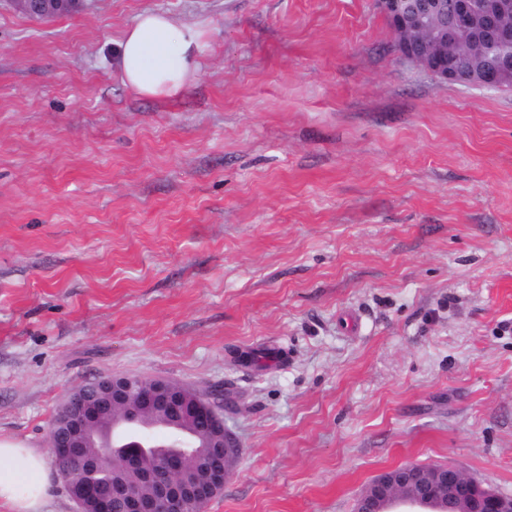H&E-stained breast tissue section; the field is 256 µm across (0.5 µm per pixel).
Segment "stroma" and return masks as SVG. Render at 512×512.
<instances>
[{
  "label": "stroma",
  "instance_id": "1",
  "mask_svg": "<svg viewBox=\"0 0 512 512\" xmlns=\"http://www.w3.org/2000/svg\"><path fill=\"white\" fill-rule=\"evenodd\" d=\"M146 11L208 30L173 99L116 66ZM103 375L231 397L206 512H352L406 463L512 493V89L403 59L371 0L0 9V439L49 454Z\"/></svg>",
  "mask_w": 512,
  "mask_h": 512
}]
</instances>
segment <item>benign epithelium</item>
I'll use <instances>...</instances> for the list:
<instances>
[{"label":"benign epithelium","instance_id":"obj_1","mask_svg":"<svg viewBox=\"0 0 512 512\" xmlns=\"http://www.w3.org/2000/svg\"><path fill=\"white\" fill-rule=\"evenodd\" d=\"M3 2L38 19L63 15L81 4V0ZM373 5L395 28L418 29L436 20L433 34L442 44L454 33L467 31L478 41L512 47V28L499 21L500 15L512 10V0L481 5L455 0L451 11L444 0H373ZM398 52L440 81L456 83L453 73L434 67L432 56L421 53L414 42L401 41ZM224 405L215 392L176 386L166 379L109 375L72 390L54 415L48 441L54 457L82 460L78 481L59 471L76 512H204V505L224 490L232 462L241 455L238 438L224 425ZM154 409L175 421H204L202 444L170 452L153 468L143 466L150 449L134 446L124 455L121 470L112 475L106 496H99L100 461L85 458L82 452L97 438L90 427L102 415L137 424L145 411ZM402 505L425 512H512V494L485 487L450 463H408L377 475L356 498L354 512H399Z\"/></svg>","mask_w":512,"mask_h":512}]
</instances>
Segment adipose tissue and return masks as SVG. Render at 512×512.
<instances>
[{"label":"adipose tissue","mask_w":512,"mask_h":512,"mask_svg":"<svg viewBox=\"0 0 512 512\" xmlns=\"http://www.w3.org/2000/svg\"><path fill=\"white\" fill-rule=\"evenodd\" d=\"M204 30L175 25L166 15H140L125 31L118 51L122 79L150 98H173L194 79L204 47ZM50 486L43 455L0 440V503L13 512H40Z\"/></svg>","instance_id":"obj_1"}]
</instances>
